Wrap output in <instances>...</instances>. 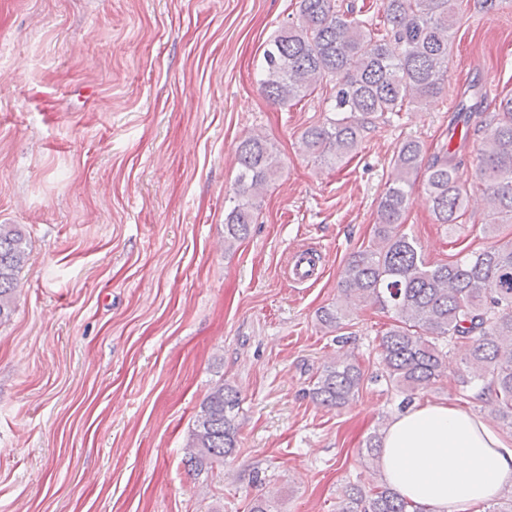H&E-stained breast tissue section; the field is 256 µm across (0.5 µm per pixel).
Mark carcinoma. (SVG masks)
<instances>
[{"label":"carcinoma","instance_id":"carcinoma-1","mask_svg":"<svg viewBox=\"0 0 512 512\" xmlns=\"http://www.w3.org/2000/svg\"><path fill=\"white\" fill-rule=\"evenodd\" d=\"M383 28L350 18L354 7L336 0H299L297 20L282 27L263 52L261 86L267 98L286 106L318 90H331L329 111L336 118L311 126L303 145L313 157L338 163L357 150L368 126L413 103L441 93L448 81L451 31L463 14L456 0H381ZM460 104L455 122L482 134L477 148V179L487 204L481 225L484 248L446 263H431L419 242L403 230L418 176L434 220L455 224L470 196L460 172L459 151L448 148L424 159L423 145L404 141L393 159L392 179L382 193L369 245L355 252L341 272L340 299L318 315L325 328H338L361 306L393 314L394 324L379 340L382 376L397 391L412 396L448 377L446 343L459 358L454 381L461 393L480 389L494 394V417L512 429V239L499 238V225L512 222V95L496 111H482L487 93ZM239 174L224 217V246L246 238L256 222L255 200L273 181L280 158L268 139L256 134L237 149ZM28 259L23 232L0 224V321L13 312L18 275ZM364 372L347 354L317 370L308 390L327 408L355 399ZM237 390L219 381L196 416L184 464L197 476L233 455L239 443ZM339 512H421L369 466L342 491Z\"/></svg>","mask_w":512,"mask_h":512}]
</instances>
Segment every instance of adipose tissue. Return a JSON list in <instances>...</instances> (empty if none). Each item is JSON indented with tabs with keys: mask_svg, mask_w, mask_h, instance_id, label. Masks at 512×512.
<instances>
[{
	"mask_svg": "<svg viewBox=\"0 0 512 512\" xmlns=\"http://www.w3.org/2000/svg\"><path fill=\"white\" fill-rule=\"evenodd\" d=\"M379 464L386 483L424 512H482L512 487V438L463 409L415 404L391 420Z\"/></svg>",
	"mask_w": 512,
	"mask_h": 512,
	"instance_id": "ef3b65f1",
	"label": "adipose tissue"
}]
</instances>
